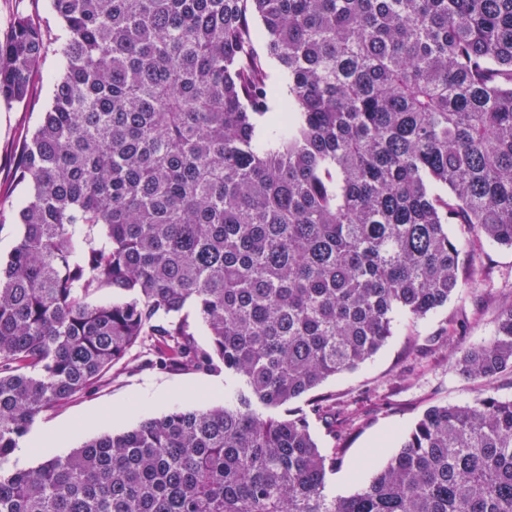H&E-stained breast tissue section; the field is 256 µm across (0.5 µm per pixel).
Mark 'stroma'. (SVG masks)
Returning <instances> with one entry per match:
<instances>
[{
    "label": "stroma",
    "mask_w": 512,
    "mask_h": 512,
    "mask_svg": "<svg viewBox=\"0 0 512 512\" xmlns=\"http://www.w3.org/2000/svg\"><path fill=\"white\" fill-rule=\"evenodd\" d=\"M39 23L47 35L58 30L50 0H0V40L6 39L17 15ZM61 60L48 49L27 105L0 103V259L16 243L14 214L28 193L19 182L16 156L40 112L50 103L49 85L60 72ZM479 255L488 272L476 293L453 298L447 307L426 319L398 324L388 344L354 371L327 380L322 390L335 397L354 420L349 447L330 476L329 486L347 496L367 484L396 451V434L435 404H466L481 392L460 375L455 360L470 344L490 338L501 305L512 301V249L483 243ZM447 331V345L426 356L413 355V344L430 334ZM224 373L181 371L149 360L145 348L133 347L124 364L113 367L88 393L68 404L41 413L20 446L4 462L6 468H28L48 456L64 455L84 441L104 433H119L170 410H193L223 403ZM63 430L53 448L37 447L49 429Z\"/></svg>",
    "instance_id": "35a3bbf8"
}]
</instances>
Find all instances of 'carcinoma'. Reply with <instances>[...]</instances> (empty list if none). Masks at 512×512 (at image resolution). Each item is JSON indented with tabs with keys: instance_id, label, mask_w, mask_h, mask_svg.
<instances>
[{
	"instance_id": "obj_1",
	"label": "carcinoma",
	"mask_w": 512,
	"mask_h": 512,
	"mask_svg": "<svg viewBox=\"0 0 512 512\" xmlns=\"http://www.w3.org/2000/svg\"><path fill=\"white\" fill-rule=\"evenodd\" d=\"M50 6L63 67L17 157L29 193L0 263V461L138 344L222 365L224 404L0 467V512H512V399L428 407L337 496L349 417L316 393L481 286L476 242L512 249V0ZM258 41L286 80L261 138ZM47 45L15 18L0 100H30ZM456 368L512 374V303Z\"/></svg>"
}]
</instances>
